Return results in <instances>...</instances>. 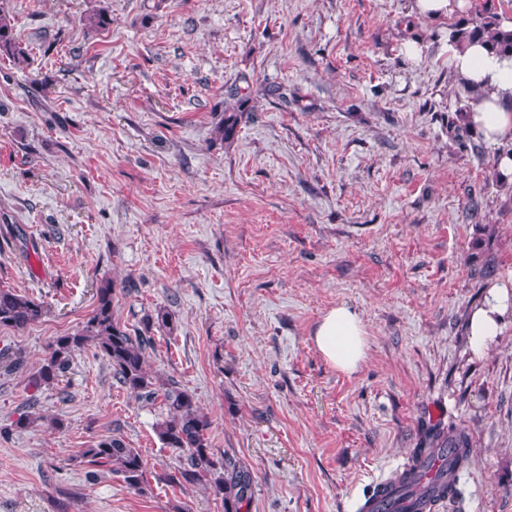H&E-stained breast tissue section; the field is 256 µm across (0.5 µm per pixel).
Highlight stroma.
Segmentation results:
<instances>
[{
  "mask_svg": "<svg viewBox=\"0 0 512 512\" xmlns=\"http://www.w3.org/2000/svg\"><path fill=\"white\" fill-rule=\"evenodd\" d=\"M106 4V29L83 18ZM414 0H0L30 64L0 59V287L43 303L0 326V512H224L174 485L176 453L94 346L53 386L32 379L80 329L102 281L129 329L162 308L146 368L192 394L216 455L252 473L242 512H356L424 426L467 428L471 463L438 512H512V313L473 353L467 321L512 291V145L465 127L475 101L448 40L512 0L445 19ZM422 49L407 55V43ZM243 101L234 134L212 129ZM346 304L367 357L344 374L311 336ZM37 419L16 428L30 398ZM120 431L144 492L81 455Z\"/></svg>",
  "mask_w": 512,
  "mask_h": 512,
  "instance_id": "obj_1",
  "label": "stroma"
}]
</instances>
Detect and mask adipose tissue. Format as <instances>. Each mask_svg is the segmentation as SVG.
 Returning <instances> with one entry per match:
<instances>
[{
  "instance_id": "adipose-tissue-1",
  "label": "adipose tissue",
  "mask_w": 512,
  "mask_h": 512,
  "mask_svg": "<svg viewBox=\"0 0 512 512\" xmlns=\"http://www.w3.org/2000/svg\"><path fill=\"white\" fill-rule=\"evenodd\" d=\"M448 60L458 77L481 96L465 123L487 140L512 139V56L493 52L478 41H453L448 45ZM512 308V294L491 286L489 299L470 315L469 334L476 351L490 348L501 332V318ZM318 351L337 370L357 371L366 356L367 333L358 312L340 305L328 311L313 336Z\"/></svg>"
}]
</instances>
